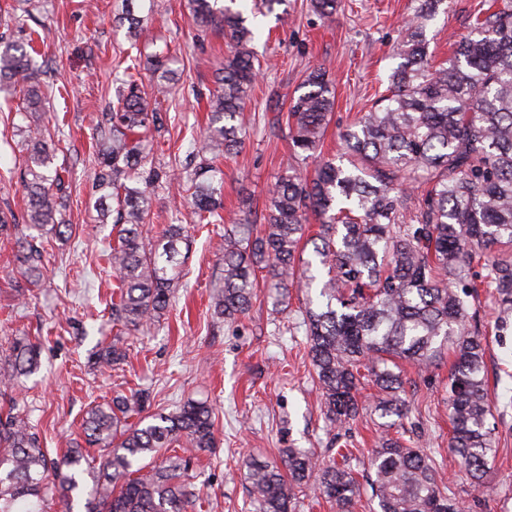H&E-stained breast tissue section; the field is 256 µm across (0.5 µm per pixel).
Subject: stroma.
<instances>
[{"instance_id": "obj_1", "label": "stroma", "mask_w": 512, "mask_h": 512, "mask_svg": "<svg viewBox=\"0 0 512 512\" xmlns=\"http://www.w3.org/2000/svg\"><path fill=\"white\" fill-rule=\"evenodd\" d=\"M153 8L138 46L143 54L169 49L181 79L156 105L166 115L167 151L153 155L155 164L173 165L184 155L202 120L200 103L215 90V75L228 56L224 40L202 32L187 0H139ZM417 0H341L334 23L323 24L309 0H288V11L263 18L265 29L254 49L263 73L252 88L244 111L247 138L236 156L226 158L224 207L242 201L253 213L264 209L266 194L281 174L290 153L284 133L271 132L265 115L287 111L289 98L308 68L323 67L336 90V106L324 136L325 153H335L339 136L360 112L384 94L392 68L393 49L405 19ZM481 0H452L426 28L429 50L445 61L470 30ZM121 0H41L32 29L43 32L41 112L20 110L0 92V210L23 219L28 194L23 179L24 130L29 124L62 121L65 138L58 144L57 164L70 200L61 212L76 232L60 251L62 261L49 263L43 282L28 286L14 258L16 247L0 243V340L36 336L42 343L40 367L0 394V406L14 398L51 454L82 441V418L92 406L116 394L146 388L153 395L150 413L170 412L187 399L205 400L215 413V442L198 453L189 479L199 496L189 512H256L242 463L255 458L276 461L280 449H312L319 460L337 450L351 451L350 464L369 474L376 425L364 417L336 428L327 426L321 395L311 376L302 295L294 293L283 311L270 302L254 301L235 323L212 319L209 300L224 262L217 245L220 224H200L182 195L157 188L144 227L155 237L177 222L187 230L191 247L185 276L159 323L128 336L127 362L105 373L88 364L98 344L113 336L110 302L116 278L104 256L115 234L111 225L96 223L92 207L94 125L109 111L118 84L114 63L130 44L114 22ZM473 319L485 338V372L494 406L496 454L488 462L485 497L460 472L448 450V394L451 357L420 374L406 368L409 412L405 427L413 429L420 447L429 450L437 479L463 512H512V312L481 293Z\"/></svg>"}]
</instances>
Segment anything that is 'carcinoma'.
<instances>
[{
	"label": "carcinoma",
	"instance_id": "obj_1",
	"mask_svg": "<svg viewBox=\"0 0 512 512\" xmlns=\"http://www.w3.org/2000/svg\"><path fill=\"white\" fill-rule=\"evenodd\" d=\"M447 0H420L404 23L400 59L387 93L342 134L347 164L321 156L323 136L335 107V90L314 67L305 91L291 99L287 114L276 113L271 128L287 130L291 156L268 191L263 224L234 214L224 217L226 155L243 144L241 113L260 68L253 42L260 33L256 14L276 13L288 0H188L194 22L224 36L229 56L216 73L219 90L210 94L205 125L188 153L193 168L175 177L164 168H146L155 139L164 129L149 109L131 67L123 73L112 111L101 113V131L92 154L93 208L97 222L112 224L117 243L107 260L119 281L112 322L127 331L153 325L168 310L184 276L180 224H169L147 241L155 189L190 193L200 224L224 225L223 284L210 298L214 318L234 323L258 296L263 280L268 301L278 309L290 289L305 295L301 310L307 355L321 389L323 414L331 426L355 421L363 411L359 391L375 389L371 412L395 420L379 424L371 457V500L380 512H460L459 502L439 486L434 461L407 438L406 378L399 363L426 372L447 353L449 451L477 489L496 453L489 417L494 406L483 374L485 346L480 332L466 327L478 298L465 271L484 259L492 294L512 309V258L493 253L512 246V0H493L476 15L448 65H433L426 25ZM339 0H310L320 19H334ZM131 47L138 46L143 20L117 18ZM157 75L156 91L177 81L170 58L146 57ZM21 87L37 111L42 95L33 57L21 46L0 50V88ZM50 129H25L24 174L31 199L27 223L0 212V238L15 239L22 276L38 285L48 247L67 241L72 225L57 218L66 186L54 167ZM316 162L313 175L303 163ZM426 189L415 212L406 215L408 191ZM129 357L117 333L92 354L98 369H114ZM39 342L26 336L0 346V384L14 385L37 370ZM143 389L117 394L92 407L83 419L86 443L107 454L93 476L87 512H187L197 492L188 470L197 453L214 447V417L205 401L187 400L169 413L132 423L150 406ZM86 450L70 448L50 458L29 422L15 406L0 413V512H41L44 497L58 496L72 512ZM245 479L258 512H290L296 492L313 488L336 508L353 512L362 486L347 454L321 465L308 448L280 449L273 463L249 460Z\"/></svg>",
	"mask_w": 512,
	"mask_h": 512
}]
</instances>
